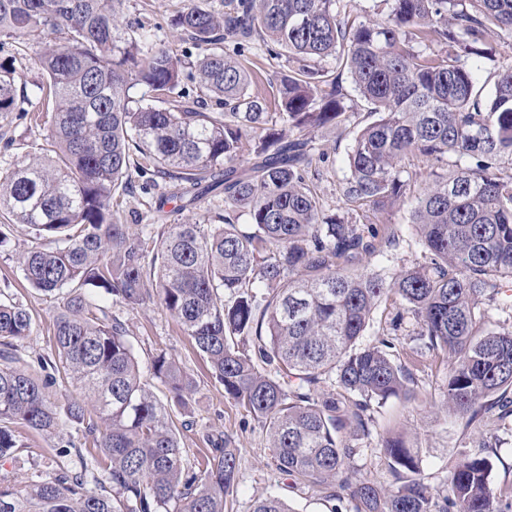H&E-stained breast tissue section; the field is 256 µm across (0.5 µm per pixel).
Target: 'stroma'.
<instances>
[{"label": "stroma", "mask_w": 512, "mask_h": 512, "mask_svg": "<svg viewBox=\"0 0 512 512\" xmlns=\"http://www.w3.org/2000/svg\"><path fill=\"white\" fill-rule=\"evenodd\" d=\"M189 0H130L127 17L130 21L150 26L159 37L168 42L178 55H190L195 48L186 38L173 34L169 22L187 6ZM0 63H9L18 73L17 89L32 90L41 82L42 72L35 62L34 50L13 40L0 38ZM254 81L252 93L266 100H274L280 76L288 70L286 56L273 57L256 51L247 58ZM321 67L327 78L338 79L345 94L348 119L345 123L313 133L312 138L320 155L314 158L308 177L316 189L326 213L344 216L352 224L364 219L379 224H391L400 236V245L386 263L388 272H395L416 262H425L426 254L419 237L409 222L405 206L377 205L362 208L345 204L339 188L347 175L344 160L353 143L356 131L371 121L369 104L355 90L340 62L327 59ZM26 101H18L15 112L0 118V171L13 168L26 154L46 147L48 129L35 125L27 111ZM122 207L126 219L135 215H149L152 223L210 224L215 214L224 207V200L205 196L192 208H180L178 202L166 204L162 211L150 208V198L141 192L124 196ZM6 239L0 243V298H9L22 304L32 314L35 326L23 343L21 353L34 363L51 356V331L57 303L43 293L30 288L16 262L19 252L30 247L34 239L27 226L14 224L5 229ZM97 304L109 307L119 315L129 329V340L142 369H149L156 353L165 351L177 358L191 374L197 391L188 409L171 407L170 414L181 441L187 465H196L207 449L209 434L221 432L230 436L239 448V489L228 499L226 512H249L255 498L276 496L288 502L293 512H327L322 493L313 485L295 481L279 474L273 451L269 448L261 423L224 395L223 386L212 376L206 363L196 352L179 324L160 305L151 302L131 310L113 304L104 294L95 295ZM417 325L406 307L399 303H381L366 330L367 339L380 334L391 335L403 350L402 363L413 375L412 393L407 400H389L383 406L373 407L371 433L358 437L355 467L365 477L381 487L393 482L379 451L381 437L395 433L410 447L419 449L421 475L436 491L450 483L453 470L462 452H484L492 462L493 487L512 486V418L503 420L497 407H489L478 421L469 423L437 407L448 377L446 357L429 351L416 334ZM493 436L491 448H482L486 436ZM19 447L14 456L0 460V479L10 482L28 477L32 467L47 473L77 469L81 464L95 465L104 471V464L96 463L95 452L82 444L63 448L57 435L46 434L26 427L16 430Z\"/></svg>", "instance_id": "1"}]
</instances>
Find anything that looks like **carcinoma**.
<instances>
[{"label": "carcinoma", "mask_w": 512, "mask_h": 512, "mask_svg": "<svg viewBox=\"0 0 512 512\" xmlns=\"http://www.w3.org/2000/svg\"><path fill=\"white\" fill-rule=\"evenodd\" d=\"M343 0H192L173 28L200 53L186 61L143 24L124 21L126 0H0V37L27 45L59 36L37 61L43 81L29 103L51 115V157L0 175V212L38 243L18 257L26 282L59 301L54 356L22 365L34 320L0 300V459L15 427L52 434L66 422L98 450L106 476L82 465L20 484L0 481V512H224L238 489L239 449L208 439L196 469L140 370L126 324L87 290L136 309L158 299L191 339L225 397L260 421L277 470L325 493L331 512H495L487 457L467 455L443 492L420 477L418 453L397 435L380 452L395 482L356 477L348 433H370L372 405L410 394L413 377L392 338H363L395 295L427 349L448 359L441 405L475 421L483 401L512 405V330L485 327L481 305L512 287V65L488 99L477 88L482 46L512 39V0H383L384 20L350 18ZM277 45L295 67L280 80L276 111L250 93L245 52ZM343 59L378 118L354 137L341 188L346 203L400 201L430 255L384 276L372 261L396 247L388 224H346L324 213L306 181L308 134L345 120L339 81L317 65ZM204 97L172 101L183 79ZM15 71L0 66V116L14 111ZM224 105L207 107L206 98ZM296 131L290 140L286 131ZM247 165H239L244 146ZM455 157L446 177L414 195L405 160ZM162 204L168 187L224 190L215 224L124 222L133 174ZM248 227L238 224L242 215ZM366 263L352 274L347 265ZM151 374L186 408L195 384L160 351ZM79 390L58 406L46 394ZM338 384L343 394L324 390ZM251 512H293L278 497Z\"/></svg>", "instance_id": "1"}]
</instances>
